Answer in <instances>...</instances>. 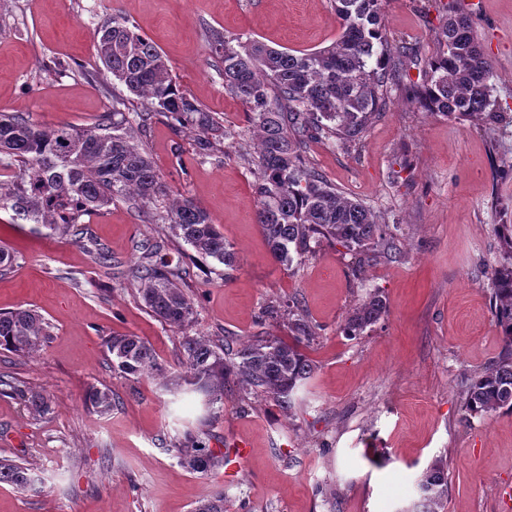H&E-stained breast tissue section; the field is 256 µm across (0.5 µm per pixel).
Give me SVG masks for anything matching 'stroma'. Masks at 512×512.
Wrapping results in <instances>:
<instances>
[{
    "mask_svg": "<svg viewBox=\"0 0 512 512\" xmlns=\"http://www.w3.org/2000/svg\"><path fill=\"white\" fill-rule=\"evenodd\" d=\"M453 11L469 18L491 63L498 123L422 111L406 91L421 81L433 35ZM114 15L150 39L187 96L234 133L205 160L192 134L167 118L154 119L145 139L168 187L220 225L237 269L201 273L192 248L121 201L83 216L77 241L0 213V245L19 254L0 278V312L36 310L50 331L33 357L0 350V374L22 388L0 395V459L37 475L25 490L0 484V512H192L216 490L224 512H411L423 471L439 457L448 466L445 512H512L500 494L512 486V412L471 416L464 406L467 377L502 348L490 296L501 253L495 227L512 224V0H386L390 41L414 45L417 61L359 145L314 143L308 152L340 191L399 227L401 258L364 262L358 288L341 246L323 243L291 268L272 257L245 159L252 130L224 91L208 41L217 30L294 54L326 47L339 33L330 0H0V113L45 127L93 126L126 94L97 55V29ZM58 60L73 70L56 75ZM160 241L171 265L190 270L182 286L197 317L185 332L153 317L127 277L143 248ZM98 243L111 264L95 260ZM368 289L382 293L389 314L348 338L346 316ZM291 298L320 329L306 350L315 372L294 406L225 391L210 431L227 446L247 443L245 464L235 473L180 466L171 444L201 408L157 379L114 375L105 340L142 336L172 368L183 335L248 339L261 332L265 306ZM99 381L118 402L107 416L85 403ZM28 389L49 395V413L29 411Z\"/></svg>",
    "mask_w": 512,
    "mask_h": 512,
    "instance_id": "stroma-1",
    "label": "stroma"
}]
</instances>
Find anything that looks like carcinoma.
Segmentation results:
<instances>
[{
	"instance_id": "1",
	"label": "carcinoma",
	"mask_w": 512,
	"mask_h": 512,
	"mask_svg": "<svg viewBox=\"0 0 512 512\" xmlns=\"http://www.w3.org/2000/svg\"><path fill=\"white\" fill-rule=\"evenodd\" d=\"M340 32L334 43L316 51L293 54L258 40L231 45L223 33L210 38L217 66L224 74V92L239 100L258 135L254 165L257 221L273 258L288 267L316 254L330 240L362 263L375 254L401 256L390 225L361 202L347 197L307 158V145L322 140L349 148L359 144L367 127L386 107L401 67L417 57L414 46L390 42L383 23V0H331ZM98 57L115 80L142 100L113 99L112 108L84 129L68 126L43 129L22 114L0 113V167L17 169L12 187L0 190V210H9L47 235H82L81 217L123 200L137 211L153 209L152 220L169 226L173 236L199 255L232 271L233 246L210 215L188 198L170 196L157 172L141 133L158 114L196 132L198 154L221 151L232 133L224 123L177 85L164 54L122 17L104 21L97 31ZM436 49L427 63L425 81L411 90L425 110L444 116L498 120L491 65L469 19L449 16L435 33ZM505 258L493 273L491 310L500 327L503 347L496 360L476 373L466 387L465 409L485 416L512 412V224L499 225ZM160 246L145 248L129 270L138 283L145 307L164 323L186 329L196 307L179 286L187 272L159 257ZM288 308V337L268 333L233 346L217 345L200 336L182 337L180 369L160 365L147 340L135 334H114L105 342L112 371L122 377L160 376L173 393L201 396L207 420L224 410V386L257 397L271 396L283 408L294 404L298 388L311 379L314 363L303 348L317 339V327L299 308ZM388 314L378 291L368 292L352 309L342 331L349 337ZM49 336L37 311L0 313V350L27 357ZM20 393L34 415L50 410L41 390L21 391L0 378V394ZM86 400L101 416L116 401L105 384L89 387ZM181 466L206 473L224 464V453L210 448L201 430H187L174 443ZM35 481L33 469L0 460V484L25 489ZM420 512H445L448 478L443 459L434 460L419 485ZM193 512H224V494L203 497Z\"/></svg>"
}]
</instances>
